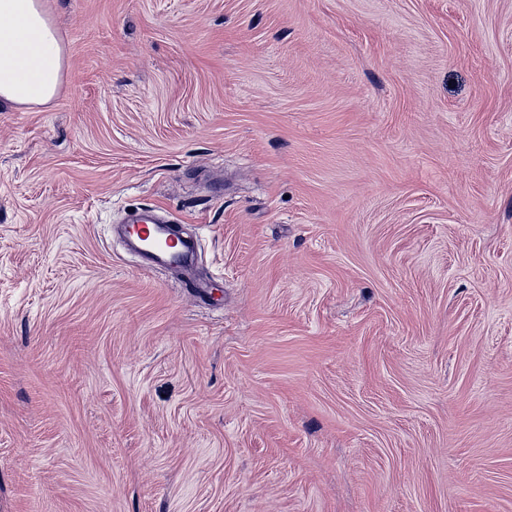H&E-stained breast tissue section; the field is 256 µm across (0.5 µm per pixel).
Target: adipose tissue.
Instances as JSON below:
<instances>
[{
    "label": "adipose tissue",
    "instance_id": "ef3b65f1",
    "mask_svg": "<svg viewBox=\"0 0 512 512\" xmlns=\"http://www.w3.org/2000/svg\"><path fill=\"white\" fill-rule=\"evenodd\" d=\"M66 67L65 46L43 0H0V105H48Z\"/></svg>",
    "mask_w": 512,
    "mask_h": 512
}]
</instances>
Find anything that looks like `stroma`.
I'll use <instances>...</instances> for the list:
<instances>
[{
	"label": "stroma",
	"instance_id": "1",
	"mask_svg": "<svg viewBox=\"0 0 512 512\" xmlns=\"http://www.w3.org/2000/svg\"><path fill=\"white\" fill-rule=\"evenodd\" d=\"M46 3L0 512H512V0ZM148 207L210 296L114 236Z\"/></svg>",
	"mask_w": 512,
	"mask_h": 512
}]
</instances>
